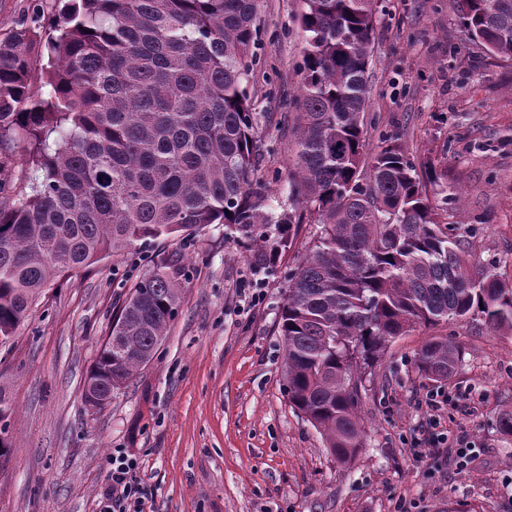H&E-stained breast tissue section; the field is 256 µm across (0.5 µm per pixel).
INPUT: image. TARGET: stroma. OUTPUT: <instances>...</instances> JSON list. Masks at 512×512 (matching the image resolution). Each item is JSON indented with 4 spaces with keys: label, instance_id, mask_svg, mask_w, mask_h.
Masks as SVG:
<instances>
[{
    "label": "stroma",
    "instance_id": "35a3bbf8",
    "mask_svg": "<svg viewBox=\"0 0 512 512\" xmlns=\"http://www.w3.org/2000/svg\"><path fill=\"white\" fill-rule=\"evenodd\" d=\"M302 0H260L257 62L247 91L258 117V178L280 203L296 138ZM58 0H0V37L51 15ZM368 89L369 152L386 138L447 166L464 196L448 221L488 264L512 258V61L491 56L460 24L456 0H381ZM294 246L256 271L247 240L212 224L187 242L158 239L63 277L0 348V380L15 412L0 461V512H97L114 450L136 459L144 512H512V440L496 430L512 406V333L479 317L415 326L389 343L361 397L367 424L351 463L332 459L321 435L288 404L277 331L288 273L312 245ZM181 269L178 313L157 357L98 412L83 384L118 308L163 264ZM263 298L252 303L253 289ZM448 336L461 361L447 380L421 375L414 357ZM440 412L444 448L411 444ZM478 454L459 471L455 441Z\"/></svg>",
    "mask_w": 512,
    "mask_h": 512
}]
</instances>
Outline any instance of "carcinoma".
<instances>
[{"label":"carcinoma","instance_id":"cac0c4a2","mask_svg":"<svg viewBox=\"0 0 512 512\" xmlns=\"http://www.w3.org/2000/svg\"><path fill=\"white\" fill-rule=\"evenodd\" d=\"M47 24L0 39V155L24 145L20 177L0 159V336L57 278L139 241L222 224L259 255L319 226L288 279L278 333L283 390L335 460L364 448L361 390L388 343L419 324L480 317L512 332V279L466 254L448 226V173L390 139L368 156L364 116L378 0H304L303 78L277 211L255 177L258 0H62ZM472 40L512 61V0H457ZM46 61L35 86L34 60ZM181 298L175 275L140 280L85 381L100 398L155 357ZM458 345L431 336L419 373L446 379ZM14 400L0 382V416Z\"/></svg>","mask_w":512,"mask_h":512}]
</instances>
